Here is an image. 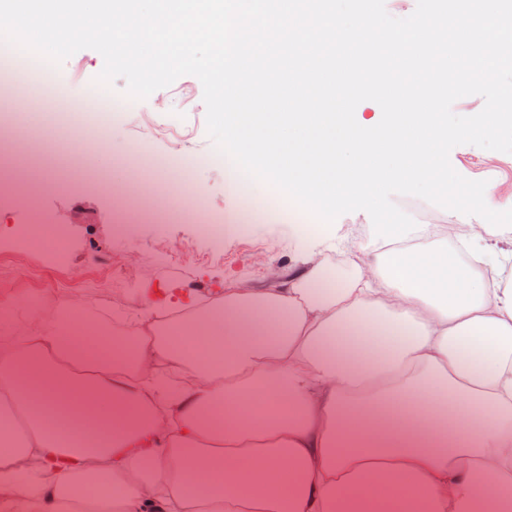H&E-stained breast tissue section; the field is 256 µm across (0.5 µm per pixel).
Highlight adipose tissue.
Here are the masks:
<instances>
[{"mask_svg":"<svg viewBox=\"0 0 512 512\" xmlns=\"http://www.w3.org/2000/svg\"><path fill=\"white\" fill-rule=\"evenodd\" d=\"M457 204L479 216L461 250L446 222L390 221L368 262L342 246L162 334L143 308L134 362L86 380L64 379L71 296L64 325L1 335L0 512H512V199ZM192 356L173 396L135 372Z\"/></svg>","mask_w":512,"mask_h":512,"instance_id":"ef3b65f1","label":"adipose tissue"}]
</instances>
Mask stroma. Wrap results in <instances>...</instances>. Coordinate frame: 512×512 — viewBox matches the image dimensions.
Wrapping results in <instances>:
<instances>
[{
    "label": "stroma",
    "mask_w": 512,
    "mask_h": 512,
    "mask_svg": "<svg viewBox=\"0 0 512 512\" xmlns=\"http://www.w3.org/2000/svg\"><path fill=\"white\" fill-rule=\"evenodd\" d=\"M103 65L100 53L83 49L57 68L66 77L68 89L96 92L112 114L107 146L93 156L103 187L90 192L82 189L77 179L61 181V166L82 154L76 144H69L63 154L46 143L39 147L41 162L33 209L17 206L0 210V330L12 326L18 306L43 293L56 299L65 293L79 294L95 307H112L127 316L142 308L145 287L177 285L196 307L231 285L263 288L273 278H286L308 264L336 263V252L325 245L327 236L346 238L359 246L371 240L373 223L368 213L350 212L329 226L296 224L288 219L293 204L277 192L250 202L228 191L226 168L231 161L217 150L207 133L203 87L197 77L181 76L159 96L133 100L125 94L124 79H115L107 89L95 85ZM154 120L175 123L176 128L164 137L153 135L150 123ZM136 129L148 138L155 156L186 164L191 194L185 208L202 203L219 215L248 204L264 211L275 201L284 212L283 218L276 223L258 220L244 236H225L220 249L199 235L195 224L147 221L135 211L125 214L123 221L137 225L136 236L116 235L110 189L126 183L125 162ZM450 162L465 178L492 183L498 196L512 197V154L465 144L451 151ZM39 214L66 225L68 239L54 249L34 245L17 249L11 237L12 225L34 223ZM32 261L43 268V277L37 282L26 276Z\"/></svg>",
    "instance_id": "stroma-1"
}]
</instances>
